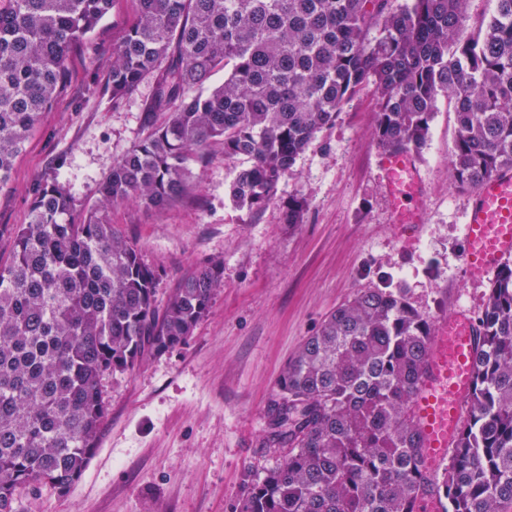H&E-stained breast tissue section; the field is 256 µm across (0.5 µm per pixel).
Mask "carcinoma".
Returning a JSON list of instances; mask_svg holds the SVG:
<instances>
[{"mask_svg": "<svg viewBox=\"0 0 512 512\" xmlns=\"http://www.w3.org/2000/svg\"><path fill=\"white\" fill-rule=\"evenodd\" d=\"M463 36L468 0H136L112 48L106 91L119 100L156 75L163 119L99 186L88 207L53 180L38 186L13 256L0 265V512L23 488L66 494L99 447L101 381L143 355L183 346L208 314L224 266L180 280L164 305L161 271L112 229L106 207L183 197L191 166L243 157L230 198L258 211L318 132L366 87L387 152L426 142L438 97L456 103L452 172L462 191L512 170V0H495ZM112 0H0V189L64 81L72 47ZM224 83L208 89L217 71ZM476 384L432 484L450 512H512V260L494 272L478 320ZM433 335L403 296L359 290L288 362L239 512H417L427 487L412 397Z\"/></svg>", "mask_w": 512, "mask_h": 512, "instance_id": "obj_1", "label": "carcinoma"}]
</instances>
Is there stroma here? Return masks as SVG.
I'll use <instances>...</instances> for the list:
<instances>
[{
  "instance_id": "obj_1",
  "label": "stroma",
  "mask_w": 512,
  "mask_h": 512,
  "mask_svg": "<svg viewBox=\"0 0 512 512\" xmlns=\"http://www.w3.org/2000/svg\"><path fill=\"white\" fill-rule=\"evenodd\" d=\"M134 17L133 0H113L97 30L72 48L65 89L0 192L1 263L13 255V229L28 223L41 182H66L97 205L113 162L146 133L153 79L117 101L104 90L112 47ZM376 112L373 89H363L260 212L231 201L242 161L225 157L218 141L170 207L109 208L115 231L162 271L159 302L203 264L222 263L224 284L186 345L104 378L108 417L86 471L66 495L46 487L22 493L18 512H236L249 473L274 461L261 443L277 380L337 305L357 290L386 286L434 323L458 306L481 312L489 281L463 268L472 196L452 176L453 100L439 97L415 154L426 188L414 204L425 222L411 245L399 238L384 191ZM292 200L304 205L298 224L284 221Z\"/></svg>"
}]
</instances>
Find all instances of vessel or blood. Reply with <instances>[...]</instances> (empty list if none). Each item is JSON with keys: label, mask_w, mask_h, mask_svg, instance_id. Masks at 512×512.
Here are the masks:
<instances>
[{"label": "vessel or blood", "mask_w": 512, "mask_h": 512, "mask_svg": "<svg viewBox=\"0 0 512 512\" xmlns=\"http://www.w3.org/2000/svg\"><path fill=\"white\" fill-rule=\"evenodd\" d=\"M380 169L386 195L402 237H415L424 221L413 205L423 189V176L407 152L384 154ZM464 267L473 279L483 278L512 257V171L482 183L465 226ZM480 329L472 314L459 309L436 327L413 396L422 461L433 471L448 458L460 433V411L474 385L472 357Z\"/></svg>", "instance_id": "vessel-or-blood-1"}]
</instances>
